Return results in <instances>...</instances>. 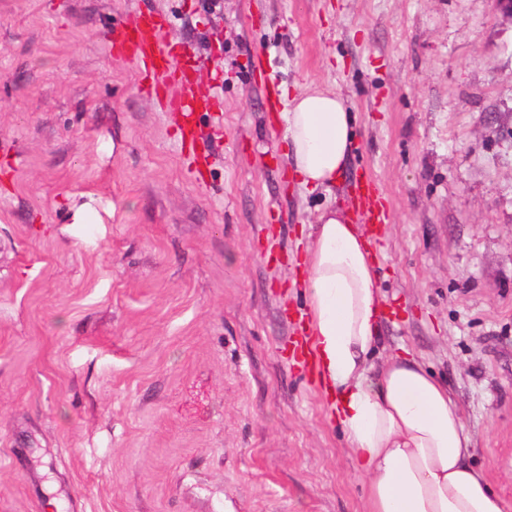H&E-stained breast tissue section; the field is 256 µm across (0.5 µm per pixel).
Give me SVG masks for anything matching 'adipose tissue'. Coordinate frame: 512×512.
Instances as JSON below:
<instances>
[{
  "label": "adipose tissue",
  "instance_id": "1",
  "mask_svg": "<svg viewBox=\"0 0 512 512\" xmlns=\"http://www.w3.org/2000/svg\"><path fill=\"white\" fill-rule=\"evenodd\" d=\"M283 148L305 188L336 182L354 142L351 114L335 92L309 87L285 115ZM308 317L330 416L367 478V512H512L483 469L447 387L410 352L380 371L368 363L382 301L369 243L328 207L307 248Z\"/></svg>",
  "mask_w": 512,
  "mask_h": 512
}]
</instances>
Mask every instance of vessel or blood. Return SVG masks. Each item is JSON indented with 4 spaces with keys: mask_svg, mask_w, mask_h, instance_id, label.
I'll use <instances>...</instances> for the list:
<instances>
[{
    "mask_svg": "<svg viewBox=\"0 0 512 512\" xmlns=\"http://www.w3.org/2000/svg\"><path fill=\"white\" fill-rule=\"evenodd\" d=\"M108 42L113 55L136 64L147 93L155 96L161 109L180 118L184 143L195 142L199 131L197 114L221 111L222 103L202 93L196 76L184 72L177 64L176 46L167 39L157 12L140 7L128 11L112 27ZM358 196L364 223H389L388 211L373 181L360 185Z\"/></svg>",
    "mask_w": 512,
    "mask_h": 512,
    "instance_id": "vessel-or-blood-1",
    "label": "vessel or blood"
}]
</instances>
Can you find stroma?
I'll list each match as a JSON object with an SVG mask.
<instances>
[{"label": "stroma", "instance_id": "stroma-1", "mask_svg": "<svg viewBox=\"0 0 512 512\" xmlns=\"http://www.w3.org/2000/svg\"><path fill=\"white\" fill-rule=\"evenodd\" d=\"M222 113L181 148L106 34L129 0H0V512H366V479L294 359L320 210L373 177L380 366L456 395L512 505V14L498 0H143ZM280 109L354 119L309 191Z\"/></svg>", "mask_w": 512, "mask_h": 512}]
</instances>
